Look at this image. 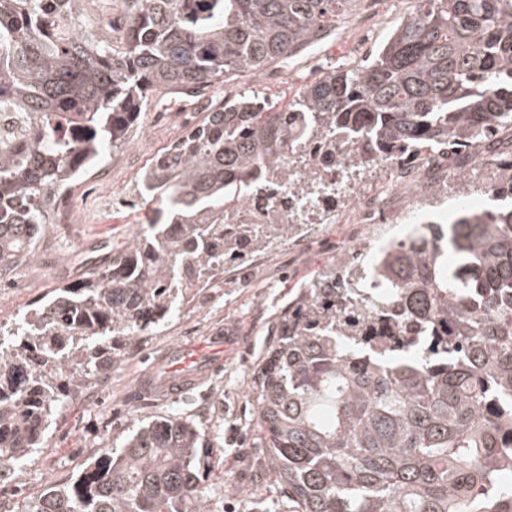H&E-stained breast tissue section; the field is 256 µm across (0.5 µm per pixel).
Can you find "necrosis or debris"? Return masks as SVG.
<instances>
[{"label":"necrosis or debris","instance_id":"1","mask_svg":"<svg viewBox=\"0 0 512 512\" xmlns=\"http://www.w3.org/2000/svg\"><path fill=\"white\" fill-rule=\"evenodd\" d=\"M421 164L416 160L397 162L384 193L358 196L350 166L336 165L320 150L307 156H287L273 183L258 190L246 201L233 200L224 205L228 224H332L336 221V203L354 200L356 221L360 224H385L389 221L385 200L397 187L420 179ZM312 182L316 192L302 193Z\"/></svg>","mask_w":512,"mask_h":512}]
</instances>
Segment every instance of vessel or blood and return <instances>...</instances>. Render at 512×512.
<instances>
[{
  "label": "vessel or blood",
  "mask_w": 512,
  "mask_h": 512,
  "mask_svg": "<svg viewBox=\"0 0 512 512\" xmlns=\"http://www.w3.org/2000/svg\"><path fill=\"white\" fill-rule=\"evenodd\" d=\"M238 345V337L217 332L210 336L207 348L197 345L176 348L166 363L164 375L148 376L139 387L149 392L161 391L174 399L182 397L198 386L204 377L214 373L223 354L237 349Z\"/></svg>",
  "instance_id": "b4317fda"
}]
</instances>
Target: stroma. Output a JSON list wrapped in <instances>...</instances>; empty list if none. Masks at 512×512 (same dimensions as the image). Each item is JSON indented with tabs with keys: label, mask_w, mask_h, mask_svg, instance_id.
I'll return each mask as SVG.
<instances>
[{
	"label": "stroma",
	"mask_w": 512,
	"mask_h": 512,
	"mask_svg": "<svg viewBox=\"0 0 512 512\" xmlns=\"http://www.w3.org/2000/svg\"><path fill=\"white\" fill-rule=\"evenodd\" d=\"M413 7L414 0H354L337 21L334 35L309 54L288 64H271L261 78L242 74L229 88L252 90L274 102L294 99L319 70L352 67L367 59ZM223 96L218 88L207 91L195 110L172 112L162 120L158 112L171 98L158 89L150 93L127 143L108 151L99 174L75 187L70 198L73 223L45 225L35 259L0 277V324L15 323L53 288L82 278L107 251L127 245L138 234L140 226L130 222L127 212L113 210V194L135 192L136 177L150 156L200 121L206 102ZM495 172L488 165L462 180L449 177L443 167L426 169L423 184L390 198L391 224H358L348 215L333 224H306L287 240H274L225 267L170 321L124 341L111 368L57 411L43 446L14 471L8 490L0 489V512H19L23 499L68 482L105 449L122 446L137 426L176 412L205 436L202 458L210 512H294L260 442L251 398L283 319L301 291L335 266L343 246L370 253L402 237L422 213L434 210L443 217L462 200L483 204ZM220 329L235 331L244 343L201 387L177 400L136 390L137 378L158 365L167 350L205 340Z\"/></svg>",
	"instance_id": "1"
}]
</instances>
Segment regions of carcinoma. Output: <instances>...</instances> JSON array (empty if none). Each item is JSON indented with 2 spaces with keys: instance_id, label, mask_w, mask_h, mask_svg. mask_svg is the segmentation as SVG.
I'll use <instances>...</instances> for the list:
<instances>
[{
  "instance_id": "1",
  "label": "carcinoma",
  "mask_w": 512,
  "mask_h": 512,
  "mask_svg": "<svg viewBox=\"0 0 512 512\" xmlns=\"http://www.w3.org/2000/svg\"><path fill=\"white\" fill-rule=\"evenodd\" d=\"M353 2L0 0V104L30 114L23 147L0 139V276L35 257L65 192L123 144L152 89L199 97L301 57ZM414 2L370 62L302 87L295 111L226 95L138 175L143 231L0 339L1 482L119 338L300 228L224 223V201L286 153L311 138L331 150L336 133L360 170L428 147L464 178L453 154L512 132V0ZM485 194L495 208L462 203L446 228L423 221L369 262L339 261L288 311L253 398L295 512H512V173ZM203 445L178 415L153 420L24 512H207Z\"/></svg>"
}]
</instances>
